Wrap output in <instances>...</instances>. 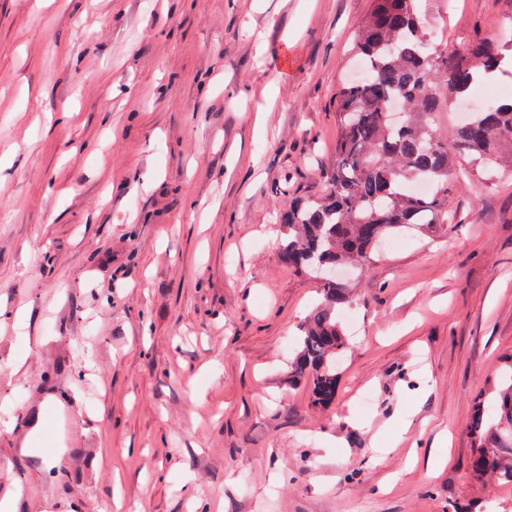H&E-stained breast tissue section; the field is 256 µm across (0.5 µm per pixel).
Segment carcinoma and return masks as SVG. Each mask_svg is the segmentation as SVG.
Returning <instances> with one entry per match:
<instances>
[{"label": "carcinoma", "mask_w": 512, "mask_h": 512, "mask_svg": "<svg viewBox=\"0 0 512 512\" xmlns=\"http://www.w3.org/2000/svg\"><path fill=\"white\" fill-rule=\"evenodd\" d=\"M415 0H374L358 29L353 52L365 65L364 78L336 90L340 136L317 197H298L279 212L288 229L281 260L301 271L323 261L363 266L374 248L404 228L449 223L448 181L471 178L492 164L512 172V98L459 123L453 139L436 134L441 102L434 82L444 80L454 98L502 70L512 37L486 38L462 53L429 44ZM427 181L432 191L412 186ZM320 299L304 322L291 377L307 378L313 401L330 405L337 370L347 352L339 322L350 304L346 284L323 282ZM476 453L477 479L496 476L512 482V373L497 398L482 397L467 425Z\"/></svg>", "instance_id": "1"}]
</instances>
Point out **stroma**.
Instances as JSON below:
<instances>
[{
    "instance_id": "stroma-1",
    "label": "stroma",
    "mask_w": 512,
    "mask_h": 512,
    "mask_svg": "<svg viewBox=\"0 0 512 512\" xmlns=\"http://www.w3.org/2000/svg\"><path fill=\"white\" fill-rule=\"evenodd\" d=\"M373 0H0V495L17 512H512L471 476L512 356V179L349 274L336 398L289 376L320 285L278 213L323 187ZM435 46L512 0H416ZM372 401L359 406L363 393Z\"/></svg>"
}]
</instances>
